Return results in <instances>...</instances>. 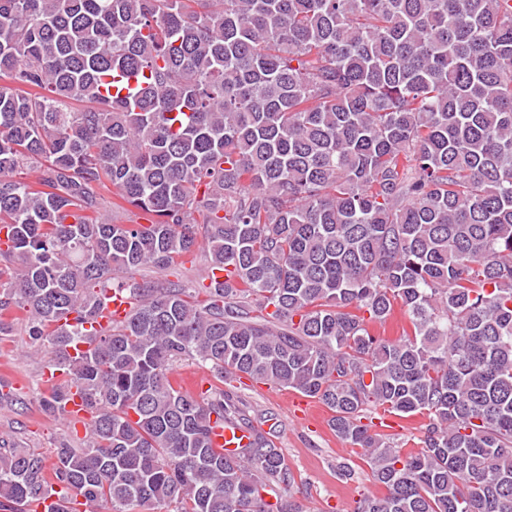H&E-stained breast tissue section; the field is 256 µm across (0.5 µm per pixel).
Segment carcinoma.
I'll use <instances>...</instances> for the list:
<instances>
[{
  "label": "carcinoma",
  "instance_id": "cac0c4a2",
  "mask_svg": "<svg viewBox=\"0 0 512 512\" xmlns=\"http://www.w3.org/2000/svg\"><path fill=\"white\" fill-rule=\"evenodd\" d=\"M197 250L222 285L118 281ZM0 261V336L25 312L62 373L43 411L92 412L50 465L0 443V512H306L226 374L332 412L380 488L352 512H512V0H0ZM109 288L132 312L97 330ZM409 322L403 313L396 308L389 320L383 325H374L373 330L380 333L388 340H399L403 336L404 330L408 329ZM171 378L176 387H181L183 391L192 394H198L201 392L198 389L206 390L211 383H215L209 367L199 365L191 360L176 364ZM392 418L394 416H391ZM394 420L398 422L396 429H383L375 428V431L392 434L394 440L399 448L405 453H410L421 448V439L423 438V432L425 425L428 423V419L421 415H415L409 418H397ZM214 446L223 448L226 451H234L237 448H244L248 440V432L236 424L226 422L223 428H217L212 436Z\"/></svg>",
  "mask_w": 512,
  "mask_h": 512
}]
</instances>
